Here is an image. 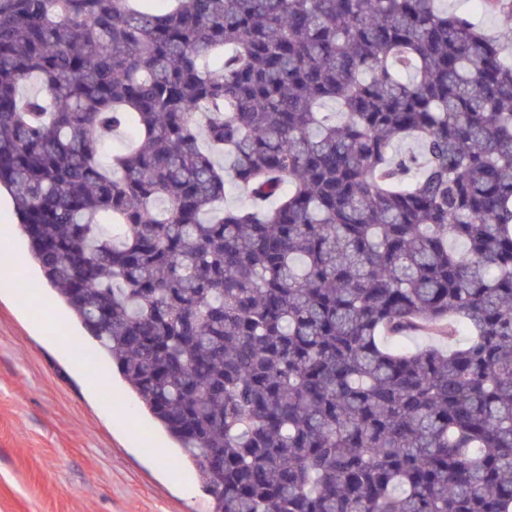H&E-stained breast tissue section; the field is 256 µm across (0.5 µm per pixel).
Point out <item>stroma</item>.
Wrapping results in <instances>:
<instances>
[{
  "instance_id": "35a3bbf8",
  "label": "stroma",
  "mask_w": 512,
  "mask_h": 512,
  "mask_svg": "<svg viewBox=\"0 0 512 512\" xmlns=\"http://www.w3.org/2000/svg\"><path fill=\"white\" fill-rule=\"evenodd\" d=\"M441 5L512 53V17ZM89 347L35 262L0 258V512H210L201 477Z\"/></svg>"
}]
</instances>
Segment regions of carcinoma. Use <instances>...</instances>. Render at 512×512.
<instances>
[{
	"label": "carcinoma",
	"mask_w": 512,
	"mask_h": 512,
	"mask_svg": "<svg viewBox=\"0 0 512 512\" xmlns=\"http://www.w3.org/2000/svg\"><path fill=\"white\" fill-rule=\"evenodd\" d=\"M153 2L0 0V188L91 357L212 512H512V59L438 0Z\"/></svg>",
	"instance_id": "carcinoma-1"
}]
</instances>
